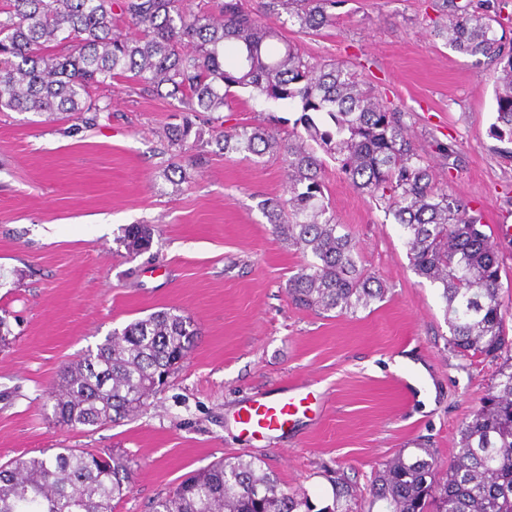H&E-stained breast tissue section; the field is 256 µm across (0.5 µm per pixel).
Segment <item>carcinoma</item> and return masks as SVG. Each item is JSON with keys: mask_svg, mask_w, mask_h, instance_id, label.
<instances>
[{"mask_svg": "<svg viewBox=\"0 0 512 512\" xmlns=\"http://www.w3.org/2000/svg\"><path fill=\"white\" fill-rule=\"evenodd\" d=\"M337 0H213L195 11L185 0H0V112L83 116L109 111L94 86L129 79L177 100L179 122L167 141L215 145L259 159L279 155L286 197L260 207L282 240L303 256L288 296L315 312L343 316L380 300V281L358 266L350 236L325 200L323 160H336L349 183L386 202L403 228L411 264L440 290L450 346L473 356H506L483 405L462 423L459 448L441 469L430 448L400 449L374 473L370 505L385 512H512V340L503 329L502 263L494 238L462 199L436 185L402 123L374 88L365 90L343 62L319 61L285 39L281 26L313 34L329 25ZM434 35L454 51L496 64L495 136L512 143V49L494 23L499 0L474 7L443 0ZM127 23L130 32L116 31ZM232 44L237 62L224 66ZM268 104L297 103L283 141L272 124L234 126L202 139L194 119L229 105L234 89ZM151 224H128L116 238L129 255L149 249ZM198 332L189 317L165 308L113 330L96 349L65 366L49 395L53 421L70 430L119 423L139 411L187 359ZM127 459L76 448L46 457L18 456L0 465V512H112L132 489ZM359 488L334 481L332 506L357 512ZM154 512H314L303 491L288 490L255 461L224 457L181 481Z\"/></svg>", "mask_w": 512, "mask_h": 512, "instance_id": "cac0c4a2", "label": "carcinoma"}]
</instances>
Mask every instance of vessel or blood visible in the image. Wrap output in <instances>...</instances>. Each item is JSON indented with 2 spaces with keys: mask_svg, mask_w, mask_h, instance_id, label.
<instances>
[{
  "mask_svg": "<svg viewBox=\"0 0 512 512\" xmlns=\"http://www.w3.org/2000/svg\"><path fill=\"white\" fill-rule=\"evenodd\" d=\"M311 395L306 382H289L270 393H255L238 404L234 421L248 442L285 434L306 414Z\"/></svg>",
  "mask_w": 512,
  "mask_h": 512,
  "instance_id": "b4317fda",
  "label": "vessel or blood"
}]
</instances>
